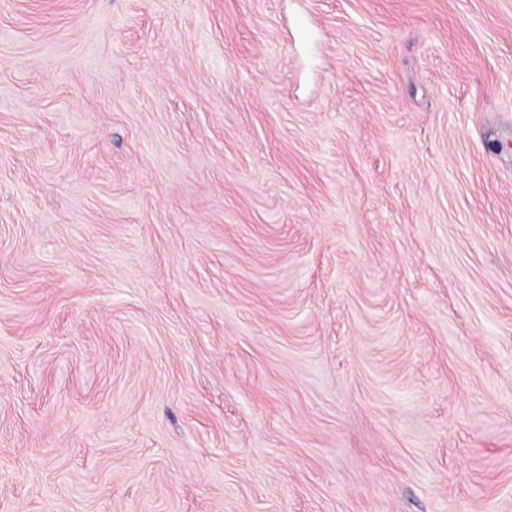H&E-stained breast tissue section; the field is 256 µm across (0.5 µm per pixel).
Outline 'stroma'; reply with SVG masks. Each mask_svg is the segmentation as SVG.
<instances>
[{"label": "stroma", "instance_id": "obj_1", "mask_svg": "<svg viewBox=\"0 0 512 512\" xmlns=\"http://www.w3.org/2000/svg\"><path fill=\"white\" fill-rule=\"evenodd\" d=\"M0 512H512V0H0Z\"/></svg>", "mask_w": 512, "mask_h": 512}]
</instances>
